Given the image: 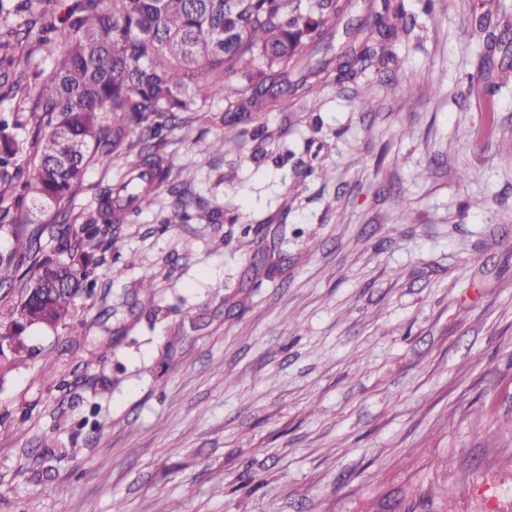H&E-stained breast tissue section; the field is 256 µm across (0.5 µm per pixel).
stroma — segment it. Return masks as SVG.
Instances as JSON below:
<instances>
[{"label":"stroma","instance_id":"obj_1","mask_svg":"<svg viewBox=\"0 0 512 512\" xmlns=\"http://www.w3.org/2000/svg\"><path fill=\"white\" fill-rule=\"evenodd\" d=\"M404 6L394 74L220 153L223 100L166 131L220 221L162 227L160 192L0 355V512H512V80L472 81L470 28L508 21L512 71V0ZM110 180L89 160L73 223Z\"/></svg>","mask_w":512,"mask_h":512}]
</instances>
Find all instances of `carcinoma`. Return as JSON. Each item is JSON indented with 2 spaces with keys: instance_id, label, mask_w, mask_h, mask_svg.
I'll return each mask as SVG.
<instances>
[{
  "instance_id": "carcinoma-1",
  "label": "carcinoma",
  "mask_w": 512,
  "mask_h": 512,
  "mask_svg": "<svg viewBox=\"0 0 512 512\" xmlns=\"http://www.w3.org/2000/svg\"><path fill=\"white\" fill-rule=\"evenodd\" d=\"M42 2L18 26H0V77L34 100L44 129L30 143V173L18 164L21 124L0 113V175L13 172L17 204L29 198L43 211L70 198L93 154L112 169L119 137L101 124L104 112L136 134L129 145L135 159L100 193L86 223H70L69 212L59 209L52 226L37 223L31 210L8 225L17 247L0 255V285L19 280L20 298L0 331L19 334L71 316L75 298L95 287L90 265L96 252L112 247V225L139 214L159 190L175 197L163 223L191 220L198 201L174 182L157 152L163 132L184 113L224 98V131L212 143L222 151L228 137L244 134L246 115L292 99L314 107L327 84H355L369 69L393 71L398 60L390 47L415 27L403 0H74L61 30L48 20L58 0ZM472 29L484 44L496 41L489 16ZM23 39L54 56L49 74L33 84L22 82L6 54ZM492 73L485 53L478 75L491 93ZM46 230L54 242L49 250L42 245Z\"/></svg>"
}]
</instances>
